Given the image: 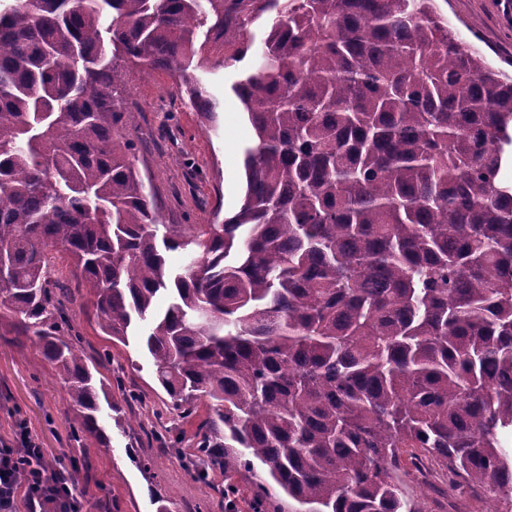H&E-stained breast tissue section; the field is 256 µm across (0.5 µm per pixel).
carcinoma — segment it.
Masks as SVG:
<instances>
[{
  "label": "carcinoma",
  "mask_w": 512,
  "mask_h": 512,
  "mask_svg": "<svg viewBox=\"0 0 512 512\" xmlns=\"http://www.w3.org/2000/svg\"><path fill=\"white\" fill-rule=\"evenodd\" d=\"M214 56L252 57L244 201L163 224L122 91L144 65L200 102L186 67ZM509 147L512 77L436 0H0V323L55 368L71 441L125 430L61 252L106 335L143 323L167 408L206 402L202 475L257 460L290 512H459L465 492L512 512ZM254 497L279 500L260 476Z\"/></svg>",
  "instance_id": "1"
}]
</instances>
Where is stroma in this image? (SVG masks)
<instances>
[{
    "instance_id": "35a3bbf8",
    "label": "stroma",
    "mask_w": 512,
    "mask_h": 512,
    "mask_svg": "<svg viewBox=\"0 0 512 512\" xmlns=\"http://www.w3.org/2000/svg\"><path fill=\"white\" fill-rule=\"evenodd\" d=\"M449 27L492 66L512 75V23L499 0H443ZM251 68L250 60L234 66L213 62L196 70L216 110L206 113L180 92L162 69L139 68L124 94L127 137L138 147L136 166L149 178L164 223L211 224L233 216L244 200V150L254 131L233 85ZM60 280L71 290V316L84 337L87 357L112 380V399L140 426L134 434L113 431L109 447L90 443L82 449L88 467L78 479L86 512H156L149 494L163 496L171 512H226L228 485H236L239 512H253L254 477L223 472L199 479L185 458L196 446V421H177L165 409L167 394L157 384L151 361L138 347L112 342L97 325L89 296L69 272ZM25 423L42 446L47 461L72 453L67 394L52 366L31 341L0 336V441H12ZM183 432L178 450H169L173 433ZM148 459L141 470L127 446Z\"/></svg>"
}]
</instances>
